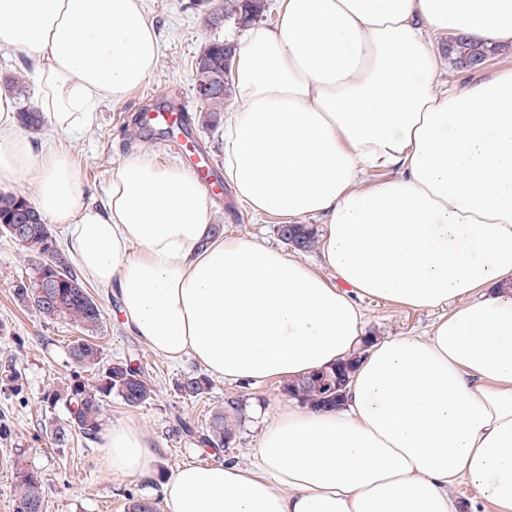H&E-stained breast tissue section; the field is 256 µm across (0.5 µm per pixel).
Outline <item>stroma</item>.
Segmentation results:
<instances>
[{
    "mask_svg": "<svg viewBox=\"0 0 512 512\" xmlns=\"http://www.w3.org/2000/svg\"><path fill=\"white\" fill-rule=\"evenodd\" d=\"M147 19L159 38L160 55L156 68L143 84L126 98L99 105L94 123L79 136H71L43 124L33 139L38 149L62 147L69 151L77 168L87 200L98 201L112 180L117 165L125 157L144 152L161 165L176 163L173 153L162 151L142 130L146 112L191 101L194 112H201L194 84V63L204 46L212 40H238L241 28L226 22L209 26L207 16L196 0H140ZM224 206L210 205L209 221L224 227L228 236L265 240L280 248L284 242L276 232L277 218H255L241 204L233 190H225ZM32 266L29 255L10 238L0 235V358L11 357L24 381L22 395L0 387V421H7L11 434L0 439V512H15L16 490L13 480L17 449H24L26 460L42 478L43 512H127L130 498L145 494L141 482L111 476L104 468L96 442L73 436L63 448L55 446L44 432L46 426L65 421V403L44 402L45 392L62 388L70 375L67 344L77 330L66 322L43 320L33 310L21 307L12 295L17 278ZM102 309L105 326L99 342L105 359L126 353L139 354L155 388L150 403L138 408L109 399L105 421H130L144 428L155 444V468L170 474L183 463L207 464L230 461L247 465L253 462L260 435L255 412H273L287 406L282 383L270 379L259 384L228 382L213 378L212 390L205 398L191 402L181 398L174 383L197 364L186 358L172 362L156 354L124 324L116 310L117 294L94 290ZM364 313L365 335L380 340L389 336H422L433 322L434 313L392 307L374 299L360 302ZM243 402V416L230 447L202 446L211 409L226 398ZM196 427L192 436L172 430L176 418Z\"/></svg>",
    "mask_w": 512,
    "mask_h": 512,
    "instance_id": "35a3bbf8",
    "label": "stroma"
}]
</instances>
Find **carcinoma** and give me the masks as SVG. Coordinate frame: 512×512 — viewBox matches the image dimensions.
<instances>
[{"label": "carcinoma", "instance_id": "obj_1", "mask_svg": "<svg viewBox=\"0 0 512 512\" xmlns=\"http://www.w3.org/2000/svg\"><path fill=\"white\" fill-rule=\"evenodd\" d=\"M266 11V0H224L220 10L208 14L214 25L227 18L240 26L256 21ZM492 49L467 42L461 38L448 41V58L461 68H470L477 61H485ZM233 54H224V42L214 40L199 53L195 62L194 89L204 91L200 99L205 108L201 121L216 125L224 120V99L228 83L224 72L231 71ZM23 224L28 227L24 236L16 240L25 251L39 258L38 265L26 277L18 279L13 288L15 301L34 309L44 320H65L83 334V338L67 347L73 368L70 379L60 390L47 394V399L61 396L69 401V418L56 425L51 432L53 443L64 448L75 434L87 440L96 438L100 428L104 405L115 396L129 407H140L153 400L154 387L146 375L141 360L126 356L103 361V348L98 342L104 317L99 304L81 279L70 256L56 245L52 230L29 199L10 191H0V234L11 236L9 226ZM288 231L293 243L290 247L299 252H309L318 243L317 230L310 224H281L279 231ZM355 358L339 362L328 369L314 371L282 386V393L315 410L336 408V373L350 379ZM91 371L89 381L82 373ZM20 374L12 363L0 366V383L8 386L14 396L22 393ZM182 398L196 401L212 389L210 378L204 374L183 375L176 384ZM240 401L229 398L224 408L210 414L206 433L201 442L212 448H227L236 435V422ZM18 492L17 506L22 512H43L44 500L41 480L23 457L16 459L13 472Z\"/></svg>", "mask_w": 512, "mask_h": 512}]
</instances>
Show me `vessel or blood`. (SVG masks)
<instances>
[{
    "label": "vessel or blood",
    "instance_id": "b4317fda",
    "mask_svg": "<svg viewBox=\"0 0 512 512\" xmlns=\"http://www.w3.org/2000/svg\"><path fill=\"white\" fill-rule=\"evenodd\" d=\"M188 105H181L178 110L172 112L156 113L154 120L157 128L167 132H174L175 140L167 137L160 139V147L177 145L183 154L191 161L192 169L205 194L213 199L221 198L224 194L222 179L218 173L217 165H214L205 157L200 145L193 133L191 122L188 118Z\"/></svg>",
    "mask_w": 512,
    "mask_h": 512
}]
</instances>
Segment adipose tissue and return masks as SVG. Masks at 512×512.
I'll use <instances>...</instances> for the list:
<instances>
[{
	"label": "adipose tissue",
	"mask_w": 512,
	"mask_h": 512,
	"mask_svg": "<svg viewBox=\"0 0 512 512\" xmlns=\"http://www.w3.org/2000/svg\"><path fill=\"white\" fill-rule=\"evenodd\" d=\"M431 32L512 45V0H282L237 44L224 177L255 215L323 219L328 278L211 236L197 178L145 153L88 202L68 152L36 151L0 92V189L34 188L83 281L117 290L154 352L253 383L362 352L340 408L264 416L252 466H178L166 512H457L461 482L512 512V69L440 88ZM0 45L72 136L158 60L139 0H0ZM373 170L385 178L362 187ZM362 297L439 316L365 348ZM97 444L110 475L152 477L138 425H103Z\"/></svg>",
	"instance_id": "1"
}]
</instances>
